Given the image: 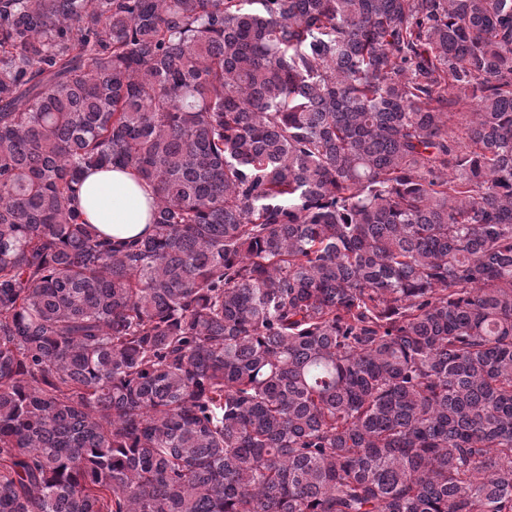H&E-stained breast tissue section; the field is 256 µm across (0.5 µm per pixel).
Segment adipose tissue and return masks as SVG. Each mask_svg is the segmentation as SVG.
I'll list each match as a JSON object with an SVG mask.
<instances>
[{"label":"adipose tissue","mask_w":512,"mask_h":512,"mask_svg":"<svg viewBox=\"0 0 512 512\" xmlns=\"http://www.w3.org/2000/svg\"><path fill=\"white\" fill-rule=\"evenodd\" d=\"M154 202L152 184L122 165L90 171L78 197L86 219L116 245L152 234Z\"/></svg>","instance_id":"obj_1"}]
</instances>
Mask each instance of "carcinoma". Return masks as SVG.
<instances>
[{
  "label": "carcinoma",
  "instance_id": "1",
  "mask_svg": "<svg viewBox=\"0 0 512 512\" xmlns=\"http://www.w3.org/2000/svg\"><path fill=\"white\" fill-rule=\"evenodd\" d=\"M0 512H512V0H0ZM154 202L152 184L122 165L90 171L78 197L86 219L112 237V245L153 233Z\"/></svg>",
  "mask_w": 512,
  "mask_h": 512
}]
</instances>
